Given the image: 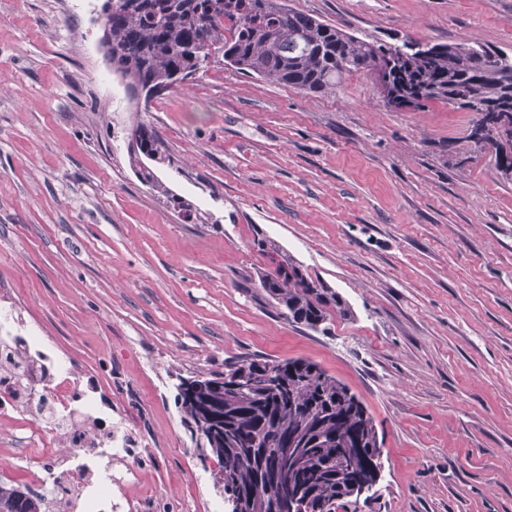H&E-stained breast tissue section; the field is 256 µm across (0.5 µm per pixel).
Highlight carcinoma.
Here are the masks:
<instances>
[{
    "label": "carcinoma",
    "mask_w": 512,
    "mask_h": 512,
    "mask_svg": "<svg viewBox=\"0 0 512 512\" xmlns=\"http://www.w3.org/2000/svg\"><path fill=\"white\" fill-rule=\"evenodd\" d=\"M106 36L112 42V69L132 92L162 91L205 68L212 55L269 83L306 92L336 90L344 76L368 71L370 56L390 58L389 83L395 98L424 99L422 107L444 103L474 113L469 138L489 151L496 169L512 178V129L498 127L501 111H512V54L467 42L433 43L428 55L400 45L375 44L283 0H112ZM142 130L138 149H128L129 164L141 182L167 206L200 220L198 209L172 193L150 164H172L155 129ZM254 246L264 257L275 255L282 275L262 270L259 292L278 315L297 327L328 332L336 319L352 311L326 282L312 278L273 239ZM243 372L234 381L231 369ZM212 385L181 397L189 420L211 409L219 414L214 440L224 491L249 509L252 493L269 499L288 495L275 482L283 461L278 442L294 436L302 489L299 512H337L359 499L361 484L376 483L382 448L373 419L347 384L305 358L283 360L245 356L211 371ZM0 512H31L20 487L0 481Z\"/></svg>",
    "instance_id": "cac0c4a2"
}]
</instances>
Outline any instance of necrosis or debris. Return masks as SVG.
I'll use <instances>...</instances> for the list:
<instances>
[{"label": "necrosis or debris", "mask_w": 512, "mask_h": 512, "mask_svg": "<svg viewBox=\"0 0 512 512\" xmlns=\"http://www.w3.org/2000/svg\"><path fill=\"white\" fill-rule=\"evenodd\" d=\"M77 357L58 361L45 336L0 319V409L18 414L31 439L55 450L31 473L49 512H122L123 488L138 473L144 441L121 426L104 427L102 388L81 386Z\"/></svg>", "instance_id": "4bbe7bcc"}]
</instances>
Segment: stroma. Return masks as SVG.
<instances>
[{
  "label": "stroma",
  "mask_w": 512,
  "mask_h": 512,
  "mask_svg": "<svg viewBox=\"0 0 512 512\" xmlns=\"http://www.w3.org/2000/svg\"><path fill=\"white\" fill-rule=\"evenodd\" d=\"M287 3L369 42L512 52V0ZM101 4L0 0V291L148 441L131 506L209 512L217 468L175 386L260 354L319 362L367 406L383 467L356 512H512V180L470 142L473 113L392 108L365 72L309 93L218 54L141 114ZM139 118L170 150L159 178L210 223L135 176ZM259 233L352 318L323 335L277 317Z\"/></svg>",
  "instance_id": "obj_1"
}]
</instances>
